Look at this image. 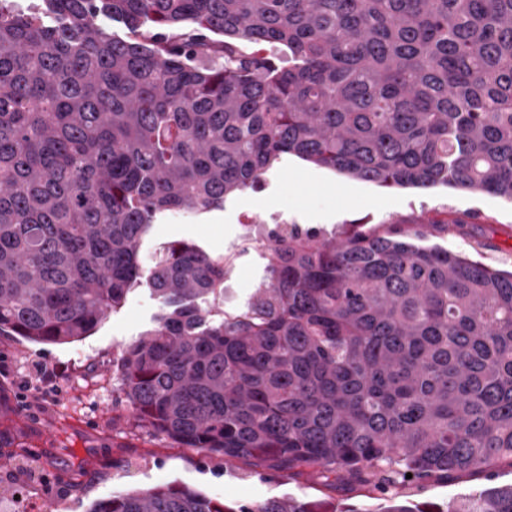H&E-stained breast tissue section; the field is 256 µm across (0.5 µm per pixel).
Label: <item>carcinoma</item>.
I'll use <instances>...</instances> for the list:
<instances>
[{
    "mask_svg": "<svg viewBox=\"0 0 512 512\" xmlns=\"http://www.w3.org/2000/svg\"><path fill=\"white\" fill-rule=\"evenodd\" d=\"M285 155L512 199V0H0V335H90L141 283L158 215L220 209ZM425 238L271 233L236 312L224 259L164 246L161 312L119 356L135 421L230 466L391 491L379 512L512 468V271ZM90 512L321 510L161 485ZM433 512H512V483ZM512 472L510 468L499 470L492 481L484 476H473L463 478L455 483H437L428 481L423 486L412 485L399 489L406 496L402 499H409L414 502L448 503L454 497L467 493L473 489L481 488L489 484H511Z\"/></svg>",
    "mask_w": 512,
    "mask_h": 512,
    "instance_id": "cac0c4a2",
    "label": "carcinoma"
}]
</instances>
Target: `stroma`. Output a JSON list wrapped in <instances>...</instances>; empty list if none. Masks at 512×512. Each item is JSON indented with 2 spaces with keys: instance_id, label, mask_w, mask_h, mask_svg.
<instances>
[{
  "instance_id": "1",
  "label": "stroma",
  "mask_w": 512,
  "mask_h": 512,
  "mask_svg": "<svg viewBox=\"0 0 512 512\" xmlns=\"http://www.w3.org/2000/svg\"><path fill=\"white\" fill-rule=\"evenodd\" d=\"M460 220L462 228L451 227ZM384 224H425V245L463 253L491 268L512 269V201L488 194L452 190L384 188L284 156L254 188L228 196L223 208L204 215L163 216L140 245L142 271H150L170 242H192L224 258V308L246 306L267 279V258L255 244L274 229L297 228L332 235ZM159 300L147 284L132 290L117 311L81 341L41 345L0 336L10 375L0 391L12 393L42 362L56 371L58 396L39 419L12 409L22 429L0 450V512H17L19 498L36 496L38 512H88L100 499L134 489L176 483L235 505L297 497L321 512H362L378 507L376 491L342 477L306 467L293 473L226 466L223 456L178 447L171 440L136 427L132 408L116 386L120 351L152 328ZM46 442H37L40 431ZM484 476L454 483L425 482L405 487L414 502L446 503L483 487Z\"/></svg>"
}]
</instances>
